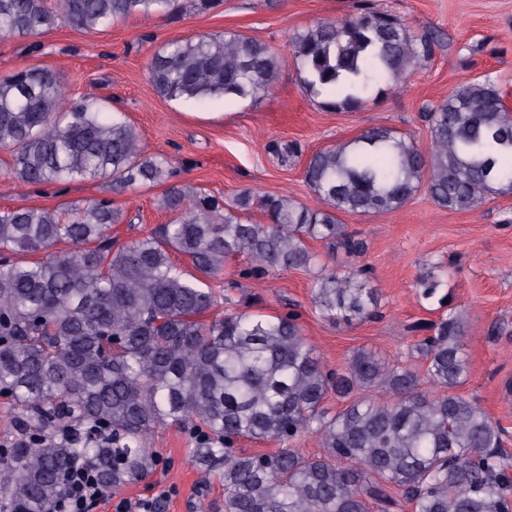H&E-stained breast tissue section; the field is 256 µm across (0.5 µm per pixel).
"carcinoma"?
Segmentation results:
<instances>
[{"label":"carcinoma","instance_id":"obj_1","mask_svg":"<svg viewBox=\"0 0 512 512\" xmlns=\"http://www.w3.org/2000/svg\"><path fill=\"white\" fill-rule=\"evenodd\" d=\"M178 0H0V37L61 24L102 31L129 17H170ZM305 90L334 111L362 108L405 84L430 60L437 36L411 31L392 11L369 8L319 21L290 39ZM282 58L239 32L172 41L148 63L168 99H256L274 87ZM488 76L426 107L430 144L374 127L310 155L304 179L317 200L247 189L229 204L173 178L171 161L145 153L141 133L88 97L66 95L59 73L31 66L0 76V148L18 185L103 178L115 193L166 185L172 224L146 237L112 241L125 219L110 198L64 209H0V397L21 438L0 448V512H52L72 462L117 492L150 477L156 428L174 426L194 444L191 463L224 487V512H512L507 431L459 392L467 381L464 310L447 273L419 276V296L441 314L411 349L437 388L418 373L365 349L345 368L325 369L296 312L245 313L210 286L226 258L243 256L248 277L320 266L312 299L332 323L380 316L368 267L327 269L308 241L354 258L363 240L337 214L389 213L419 192L450 211L474 210L512 194V109ZM256 207L262 222L246 218ZM69 248L56 251L59 243ZM41 253L35 262L13 259ZM187 261L180 266L174 257ZM224 304V316L204 319ZM379 387L378 402L362 391ZM344 403L329 415L330 396ZM314 435L323 452L292 447ZM275 440V453L240 440Z\"/></svg>","mask_w":512,"mask_h":512}]
</instances>
